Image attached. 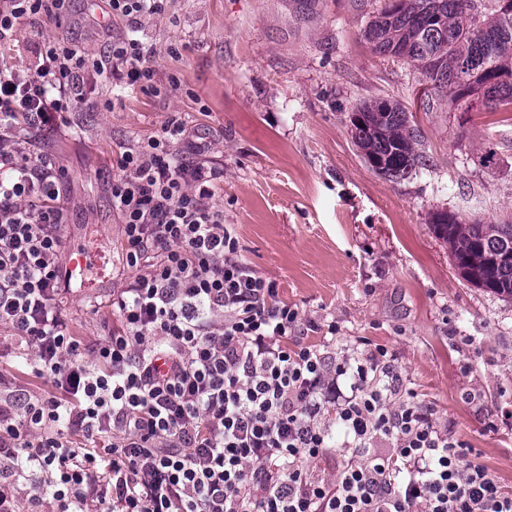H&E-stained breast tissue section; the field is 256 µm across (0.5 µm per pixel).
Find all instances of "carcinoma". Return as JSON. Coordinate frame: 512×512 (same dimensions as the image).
<instances>
[{
  "mask_svg": "<svg viewBox=\"0 0 512 512\" xmlns=\"http://www.w3.org/2000/svg\"><path fill=\"white\" fill-rule=\"evenodd\" d=\"M484 0L479 15L469 0H390L367 25L374 52L406 58L428 79L427 97L446 96L468 112L480 101L489 112L512 110V10ZM490 67L499 81L478 75ZM351 121L352 138L376 172L403 179L421 164L418 138L401 104L385 99L363 103ZM465 269L468 282L512 299V224H466L451 217L433 224Z\"/></svg>",
  "mask_w": 512,
  "mask_h": 512,
  "instance_id": "cac0c4a2",
  "label": "carcinoma"
}]
</instances>
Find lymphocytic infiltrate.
<instances>
[{"label":"lymphocytic infiltrate","instance_id":"obj_1","mask_svg":"<svg viewBox=\"0 0 512 512\" xmlns=\"http://www.w3.org/2000/svg\"><path fill=\"white\" fill-rule=\"evenodd\" d=\"M68 2L0 0V46ZM109 6L129 35L107 55L45 39L34 70L0 66V325L53 387L23 396L0 374V459L13 473L0 512L35 470L46 479L32 500L51 496L56 512H512L433 407L392 402L401 376L387 349L336 356L296 340L298 309L238 261L214 201L224 170L187 145L181 114L125 151L110 183L134 273L109 302L120 327L90 350L72 334L60 170L26 133L84 104L86 72L152 87L154 48L136 34L164 0ZM336 458V482L320 479Z\"/></svg>","mask_w":512,"mask_h":512}]
</instances>
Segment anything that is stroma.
<instances>
[{"instance_id": "obj_1", "label": "stroma", "mask_w": 512, "mask_h": 512, "mask_svg": "<svg viewBox=\"0 0 512 512\" xmlns=\"http://www.w3.org/2000/svg\"><path fill=\"white\" fill-rule=\"evenodd\" d=\"M385 3L167 0L143 18L153 90L87 73L90 106L30 132L63 171L66 244L94 234L110 259L111 288L68 295L65 315L89 348L118 328L107 300L131 272L112 209L114 164L181 113L224 170L215 202L242 263L315 324L312 342L332 323L336 354L365 339L393 353L404 391L434 406L438 426L512 492V299L466 282L432 226L441 211L512 222V121L479 103L449 111L424 96L414 63L373 52L363 33ZM126 30L106 0H70L67 13L26 20L7 58L33 68L35 43L54 38L97 59ZM378 98L400 102L419 130L423 164L402 180L378 175L351 137L352 114ZM0 373L31 393L52 389L17 365L1 326Z\"/></svg>"}]
</instances>
